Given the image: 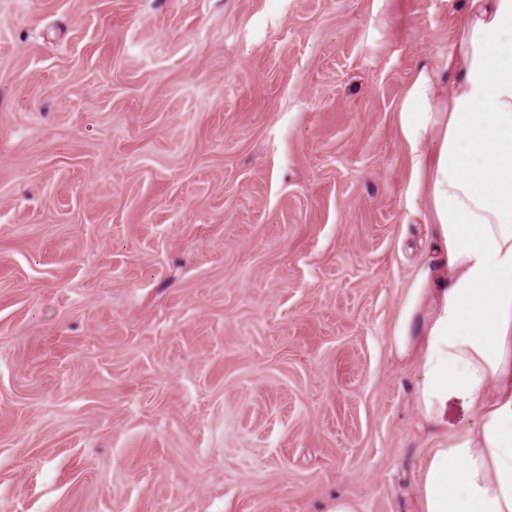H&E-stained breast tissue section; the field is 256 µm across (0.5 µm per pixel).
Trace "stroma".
Wrapping results in <instances>:
<instances>
[{
    "label": "stroma",
    "mask_w": 512,
    "mask_h": 512,
    "mask_svg": "<svg viewBox=\"0 0 512 512\" xmlns=\"http://www.w3.org/2000/svg\"><path fill=\"white\" fill-rule=\"evenodd\" d=\"M464 0H0V512H419L399 110Z\"/></svg>",
    "instance_id": "obj_1"
}]
</instances>
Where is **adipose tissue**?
Returning a JSON list of instances; mask_svg holds the SVG:
<instances>
[{"label": "adipose tissue", "mask_w": 512, "mask_h": 512, "mask_svg": "<svg viewBox=\"0 0 512 512\" xmlns=\"http://www.w3.org/2000/svg\"><path fill=\"white\" fill-rule=\"evenodd\" d=\"M448 69L446 90L420 70L400 109L438 257L389 343L418 364L415 405L439 433L421 512H512V0H467ZM452 405L477 428L449 426Z\"/></svg>", "instance_id": "ef3b65f1"}]
</instances>
